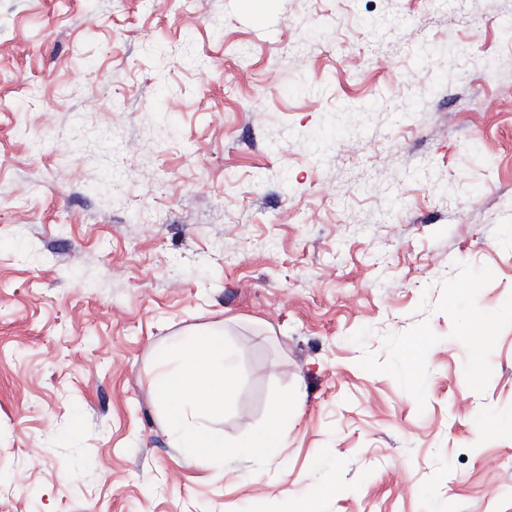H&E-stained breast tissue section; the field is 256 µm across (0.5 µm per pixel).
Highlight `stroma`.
Instances as JSON below:
<instances>
[{
  "mask_svg": "<svg viewBox=\"0 0 512 512\" xmlns=\"http://www.w3.org/2000/svg\"><path fill=\"white\" fill-rule=\"evenodd\" d=\"M210 331L263 469L152 394ZM510 418L512 0H0V512H512Z\"/></svg>",
  "mask_w": 512,
  "mask_h": 512,
  "instance_id": "1",
  "label": "stroma"
}]
</instances>
